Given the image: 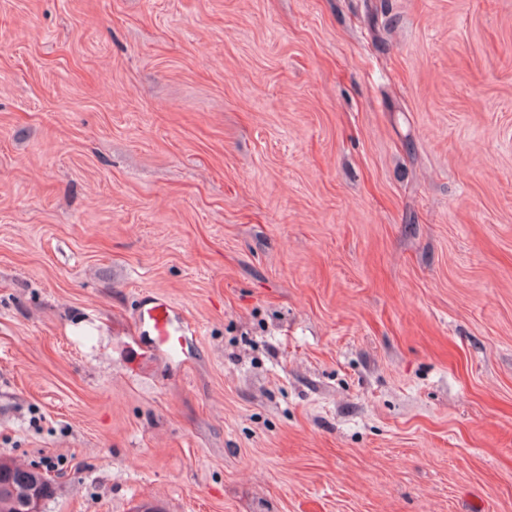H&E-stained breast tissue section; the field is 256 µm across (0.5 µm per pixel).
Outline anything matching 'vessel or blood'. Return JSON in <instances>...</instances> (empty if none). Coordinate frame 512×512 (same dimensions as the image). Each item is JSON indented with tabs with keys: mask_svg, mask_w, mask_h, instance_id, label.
<instances>
[{
	"mask_svg": "<svg viewBox=\"0 0 512 512\" xmlns=\"http://www.w3.org/2000/svg\"><path fill=\"white\" fill-rule=\"evenodd\" d=\"M134 328L147 338V345L129 348L126 366L138 370L147 353L164 356L170 363L181 365L187 359V338L193 329L182 309L166 296L146 292L140 297L134 314Z\"/></svg>",
	"mask_w": 512,
	"mask_h": 512,
	"instance_id": "b4317fda",
	"label": "vessel or blood"
}]
</instances>
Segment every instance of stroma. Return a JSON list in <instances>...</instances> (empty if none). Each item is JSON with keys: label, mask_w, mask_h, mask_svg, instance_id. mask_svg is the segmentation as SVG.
I'll use <instances>...</instances> for the list:
<instances>
[{"label": "stroma", "mask_w": 512, "mask_h": 512, "mask_svg": "<svg viewBox=\"0 0 512 512\" xmlns=\"http://www.w3.org/2000/svg\"><path fill=\"white\" fill-rule=\"evenodd\" d=\"M184 365H126L143 292ZM44 512H512V0H0V458Z\"/></svg>", "instance_id": "35a3bbf8"}]
</instances>
